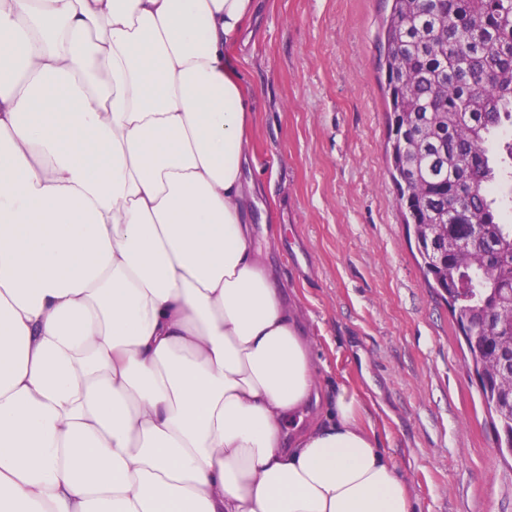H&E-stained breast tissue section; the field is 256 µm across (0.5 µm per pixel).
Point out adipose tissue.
I'll return each mask as SVG.
<instances>
[{
    "mask_svg": "<svg viewBox=\"0 0 512 512\" xmlns=\"http://www.w3.org/2000/svg\"><path fill=\"white\" fill-rule=\"evenodd\" d=\"M256 7L0 0V512H413L253 242Z\"/></svg>",
    "mask_w": 512,
    "mask_h": 512,
    "instance_id": "obj_1",
    "label": "adipose tissue"
}]
</instances>
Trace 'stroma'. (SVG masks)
Wrapping results in <instances>:
<instances>
[{
  "mask_svg": "<svg viewBox=\"0 0 512 512\" xmlns=\"http://www.w3.org/2000/svg\"><path fill=\"white\" fill-rule=\"evenodd\" d=\"M389 0H259L238 51L253 105L254 243L294 288L326 392L357 390L416 512H512L447 303L389 173L379 43Z\"/></svg>",
  "mask_w": 512,
  "mask_h": 512,
  "instance_id": "1",
  "label": "stroma"
}]
</instances>
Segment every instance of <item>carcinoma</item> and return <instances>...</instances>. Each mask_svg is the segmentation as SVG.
<instances>
[{"label":"carcinoma","instance_id":"carcinoma-1","mask_svg":"<svg viewBox=\"0 0 512 512\" xmlns=\"http://www.w3.org/2000/svg\"><path fill=\"white\" fill-rule=\"evenodd\" d=\"M386 147L425 282L464 333L468 366L497 448L512 455V412L502 408L500 351L512 349V224L503 223L494 138L512 124V0H392L381 41ZM483 236L461 252L468 225ZM498 307L476 338L469 324Z\"/></svg>","mask_w":512,"mask_h":512}]
</instances>
